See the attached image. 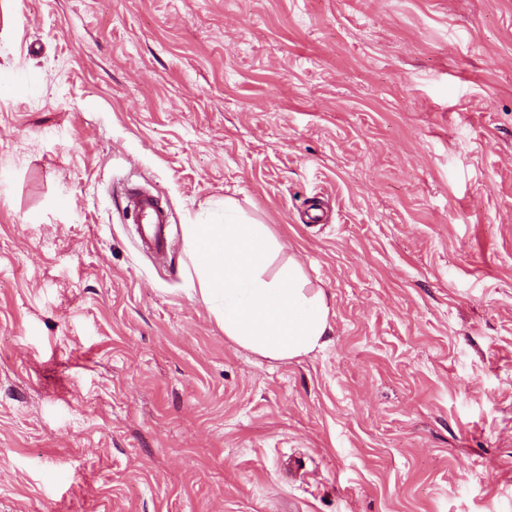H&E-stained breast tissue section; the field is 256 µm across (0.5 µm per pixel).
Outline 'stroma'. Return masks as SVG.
<instances>
[{
  "label": "stroma",
  "instance_id": "35a3bbf8",
  "mask_svg": "<svg viewBox=\"0 0 512 512\" xmlns=\"http://www.w3.org/2000/svg\"><path fill=\"white\" fill-rule=\"evenodd\" d=\"M228 200L324 348L195 295ZM0 512H512V0H0ZM127 208L137 218L138 235L143 246L157 253H166L171 249L168 234L170 215L159 198L152 192L138 188H128L125 193Z\"/></svg>",
  "mask_w": 512,
  "mask_h": 512
}]
</instances>
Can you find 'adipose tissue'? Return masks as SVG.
Returning <instances> with one entry per match:
<instances>
[{
  "label": "adipose tissue",
  "instance_id": "adipose-tissue-1",
  "mask_svg": "<svg viewBox=\"0 0 512 512\" xmlns=\"http://www.w3.org/2000/svg\"><path fill=\"white\" fill-rule=\"evenodd\" d=\"M199 294L227 338L262 356L295 359L326 343L330 329L322 295L299 286V265L289 262L273 281L263 276L280 245L266 225L247 221L188 227Z\"/></svg>",
  "mask_w": 512,
  "mask_h": 512
}]
</instances>
